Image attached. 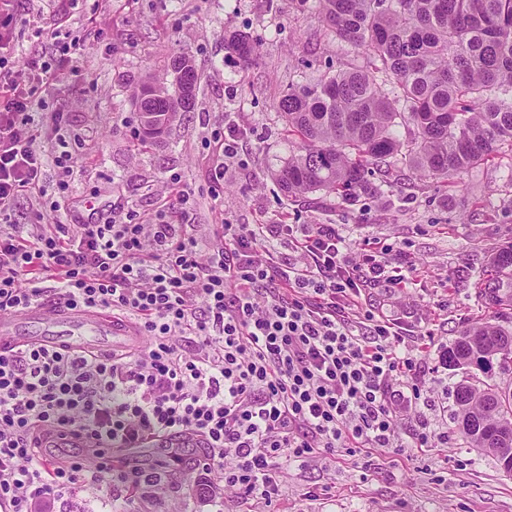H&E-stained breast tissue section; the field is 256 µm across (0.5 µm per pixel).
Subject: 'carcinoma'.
I'll return each mask as SVG.
<instances>
[{
  "label": "carcinoma",
  "mask_w": 512,
  "mask_h": 512,
  "mask_svg": "<svg viewBox=\"0 0 512 512\" xmlns=\"http://www.w3.org/2000/svg\"><path fill=\"white\" fill-rule=\"evenodd\" d=\"M317 8L331 35L364 54L369 68L291 87L278 101L286 136L300 143L275 173L286 193L347 196L366 185L370 166L403 151L417 171L443 179L512 147V0H318ZM224 49L245 67L256 58L240 32L224 36ZM168 67L175 92L149 77L136 94L138 114L159 123L141 126L146 139L162 137L195 106L192 57L180 53ZM403 124L414 127L405 144L395 135ZM475 355L487 364L512 355V334L490 325L463 330L448 346V367L468 366ZM454 404L457 434L498 456L489 432L512 425V387L462 382Z\"/></svg>",
  "instance_id": "cac0c4a2"
}]
</instances>
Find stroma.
<instances>
[{
    "label": "stroma",
    "instance_id": "obj_1",
    "mask_svg": "<svg viewBox=\"0 0 512 512\" xmlns=\"http://www.w3.org/2000/svg\"><path fill=\"white\" fill-rule=\"evenodd\" d=\"M20 38L7 62L24 69L44 49L45 33L80 41L60 80L44 86L41 123L52 113L70 118L72 175L46 168L41 198L19 197L15 224L62 217L68 224H100L115 203L143 214L166 207L170 176L180 177L192 200L182 223L207 233L217 215L233 224H339L352 254L366 242L391 245V266L413 263L419 273L399 294L375 288L369 303L391 319L432 331L421 359L433 369L434 389H455L464 376L512 386V364L494 360L489 372L443 369L439 355L465 328L490 324L512 333V280L492 261L512 246V152L449 177L419 176L404 159L375 167L353 200L317 190L285 194L274 174L296 153L281 135L276 103L289 86L317 82L336 70L361 66L365 58L332 39L315 6L293 0H56L47 9L37 0L17 4ZM246 33L258 59L242 67L224 49L225 33ZM192 56L201 77L193 111L182 113L161 139L140 147L133 100L146 76L164 77L178 53ZM241 130L240 160L228 174L221 201L208 179L214 129ZM60 212H52V202ZM452 287H444V279ZM498 289L501 302L488 304L476 283ZM447 303L444 311L434 301ZM177 491L169 497L136 496V512H512V475L497 459L449 432L444 448H408L401 454L374 453L369 463H333L320 456L308 466H283L273 501L239 500L207 489L206 478L172 471Z\"/></svg>",
    "mask_w": 512,
    "mask_h": 512
}]
</instances>
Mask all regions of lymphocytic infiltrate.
<instances>
[{
    "mask_svg": "<svg viewBox=\"0 0 512 512\" xmlns=\"http://www.w3.org/2000/svg\"><path fill=\"white\" fill-rule=\"evenodd\" d=\"M14 8L0 0V87L11 92L0 106V314L53 298L111 310L147 343L109 356L32 346L0 353V512H33L80 479L108 485L115 512H133L132 491L167 490L166 473L114 465L111 453L171 436L198 440L193 472L243 501L272 500L287 462L447 445L415 355L430 333L362 298L371 286L406 287L404 274L388 270L389 246L368 245L352 261L335 224L224 221L203 239L174 218L190 200L177 177L174 205L152 215L9 223L18 197L42 194L47 163L66 174L74 164L64 113L51 118L59 154L47 159L37 145L35 96L61 70L38 56L20 83L4 66ZM282 243L291 258H280ZM404 419L414 422L405 437L396 430ZM73 438L95 452L94 467L56 456Z\"/></svg>",
    "mask_w": 512,
    "mask_h": 512,
    "instance_id": "f902f5d3",
    "label": "lymphocytic infiltrate"
}]
</instances>
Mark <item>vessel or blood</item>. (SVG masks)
<instances>
[{
    "instance_id": "obj_1",
    "label": "vessel or blood",
    "mask_w": 512,
    "mask_h": 512,
    "mask_svg": "<svg viewBox=\"0 0 512 512\" xmlns=\"http://www.w3.org/2000/svg\"><path fill=\"white\" fill-rule=\"evenodd\" d=\"M64 342L77 349H112L131 345L132 331L113 323L110 316L92 309H43L37 306L0 316V347L7 344Z\"/></svg>"
}]
</instances>
